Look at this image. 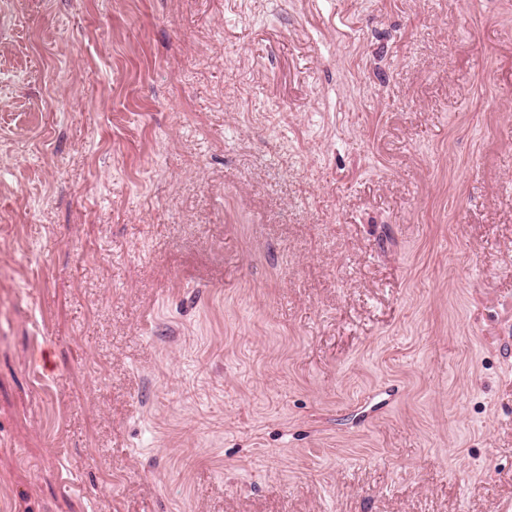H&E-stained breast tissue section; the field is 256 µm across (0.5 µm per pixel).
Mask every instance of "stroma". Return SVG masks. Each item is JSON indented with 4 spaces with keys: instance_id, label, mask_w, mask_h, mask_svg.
<instances>
[{
    "instance_id": "1",
    "label": "stroma",
    "mask_w": 512,
    "mask_h": 512,
    "mask_svg": "<svg viewBox=\"0 0 512 512\" xmlns=\"http://www.w3.org/2000/svg\"><path fill=\"white\" fill-rule=\"evenodd\" d=\"M0 512H512V0H0Z\"/></svg>"
}]
</instances>
